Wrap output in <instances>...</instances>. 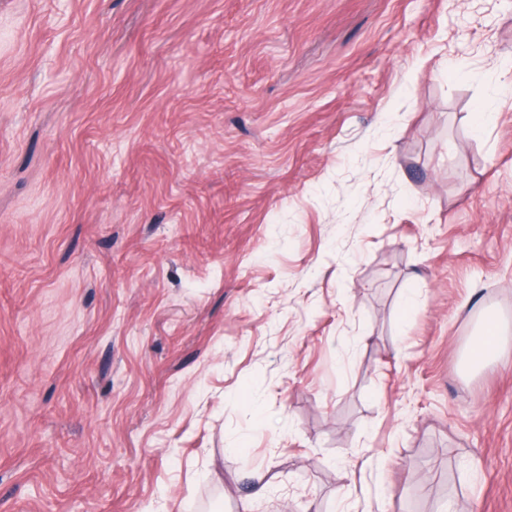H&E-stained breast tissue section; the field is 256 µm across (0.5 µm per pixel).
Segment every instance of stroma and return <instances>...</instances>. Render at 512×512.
I'll return each mask as SVG.
<instances>
[{"mask_svg":"<svg viewBox=\"0 0 512 512\" xmlns=\"http://www.w3.org/2000/svg\"><path fill=\"white\" fill-rule=\"evenodd\" d=\"M508 58L512 0H0V512H512Z\"/></svg>","mask_w":512,"mask_h":512,"instance_id":"1","label":"stroma"}]
</instances>
